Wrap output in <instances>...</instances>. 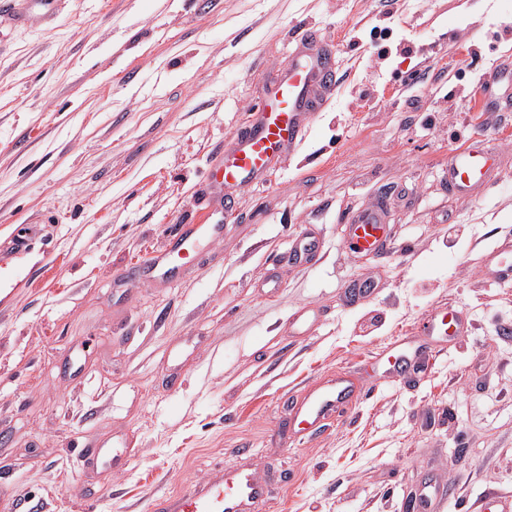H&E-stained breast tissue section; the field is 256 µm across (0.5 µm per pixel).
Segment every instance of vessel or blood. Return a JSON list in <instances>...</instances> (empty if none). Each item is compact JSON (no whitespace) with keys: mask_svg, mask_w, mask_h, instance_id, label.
<instances>
[{"mask_svg":"<svg viewBox=\"0 0 512 512\" xmlns=\"http://www.w3.org/2000/svg\"><path fill=\"white\" fill-rule=\"evenodd\" d=\"M60 4L61 0H6L11 21L18 26L52 20ZM319 40L316 28L300 27L296 36L299 49L289 58L280 79L269 90L264 103L249 113L243 126L225 142L224 161L210 176V194L203 197L204 206H211L213 197L223 190L263 183L285 153L301 141L307 115L319 103L318 89L336 82L334 61L314 49ZM495 170L492 150L477 145L449 156L448 185L455 193L468 195L479 189ZM222 229V224H202L196 220L180 225L170 236L166 252L124 270L116 280L117 287L134 288L158 280H173L191 265L199 250L220 238ZM34 237V229L23 226L8 241L0 243V269L8 268L15 257L24 253ZM387 243L385 226L373 208H364L353 217L348 236L352 251L377 253ZM460 329L461 322L454 313L440 310L425 319L421 333L445 336ZM358 391L353 377L339 372L293 396L291 415L295 431L306 436L336 421L342 403ZM444 495L443 487L422 485L415 497L418 512H434ZM269 498V488L256 469L241 464L213 469L193 489L158 499L154 512H255Z\"/></svg>","mask_w":512,"mask_h":512,"instance_id":"obj_1","label":"vessel or blood"}]
</instances>
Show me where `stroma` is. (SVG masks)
Wrapping results in <instances>:
<instances>
[{
	"label": "stroma",
	"mask_w": 512,
	"mask_h": 512,
	"mask_svg": "<svg viewBox=\"0 0 512 512\" xmlns=\"http://www.w3.org/2000/svg\"><path fill=\"white\" fill-rule=\"evenodd\" d=\"M336 53V87L224 233L179 280L115 287L197 211L211 162L262 102L303 24ZM388 30L374 46L372 29ZM498 171L448 188L475 142ZM384 203L390 249L346 221ZM38 235L0 288V490L10 512H150L215 466L250 462L263 512H408L433 481L477 507L512 498V0H64L0 25V240ZM316 262L289 263L302 234ZM278 277L269 294L265 280ZM375 294L350 301L346 287ZM314 307L309 334L292 315ZM468 323L427 368L381 352L436 308ZM343 368L366 387L344 420L288 435L284 396ZM132 448L120 472L74 445Z\"/></svg>",
	"instance_id": "1"
}]
</instances>
